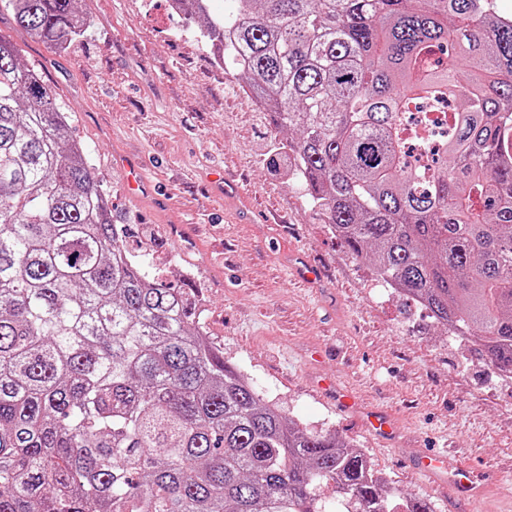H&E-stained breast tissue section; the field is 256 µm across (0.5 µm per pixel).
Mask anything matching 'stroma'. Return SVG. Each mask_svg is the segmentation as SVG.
Returning <instances> with one entry per match:
<instances>
[{
  "label": "stroma",
  "mask_w": 512,
  "mask_h": 512,
  "mask_svg": "<svg viewBox=\"0 0 512 512\" xmlns=\"http://www.w3.org/2000/svg\"><path fill=\"white\" fill-rule=\"evenodd\" d=\"M77 8L87 28L67 48L30 39L7 12L0 34L66 111L67 134L87 149L113 222L133 228L128 249L202 296L203 329L225 362L290 418L335 431L434 512H512L496 491L459 502L410 468L421 450L448 443L479 470L512 474V395L425 309L371 288L370 263L349 253L303 185L273 164L269 117L215 62L200 22L170 12L168 0ZM113 156L138 161L151 194L129 196ZM290 262L312 268L317 287L291 276ZM324 378L391 413L397 442L337 410L317 387Z\"/></svg>",
  "instance_id": "obj_1"
}]
</instances>
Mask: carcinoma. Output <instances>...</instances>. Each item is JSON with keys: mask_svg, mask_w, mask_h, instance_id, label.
I'll use <instances>...</instances> for the list:
<instances>
[{"mask_svg": "<svg viewBox=\"0 0 512 512\" xmlns=\"http://www.w3.org/2000/svg\"><path fill=\"white\" fill-rule=\"evenodd\" d=\"M184 2L296 131L281 149L323 222L512 376V20L492 0ZM0 9L60 49L85 26L77 0ZM428 102L454 112L423 162L402 133ZM66 128L0 36V512H329L324 487L344 512H432L224 362Z\"/></svg>", "mask_w": 512, "mask_h": 512, "instance_id": "cac0c4a2", "label": "carcinoma"}]
</instances>
